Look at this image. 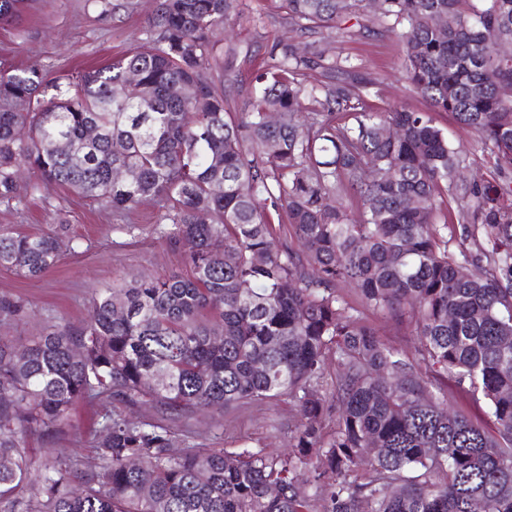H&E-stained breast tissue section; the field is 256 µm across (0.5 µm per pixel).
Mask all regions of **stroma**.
Listing matches in <instances>:
<instances>
[{
	"mask_svg": "<svg viewBox=\"0 0 512 512\" xmlns=\"http://www.w3.org/2000/svg\"><path fill=\"white\" fill-rule=\"evenodd\" d=\"M155 8L156 0H25L15 16L0 19V66L36 64L52 78L77 68L103 66L146 41L148 19ZM293 36L288 18L275 0H238L225 31L216 37L213 62L214 78L230 93L233 111L249 110L256 79L271 61L272 46ZM300 37L326 53L348 54L362 75L376 79V93L370 99L375 110L401 106L430 112L452 146L469 150L468 180L497 179L492 160L476 145L474 132L451 114L431 111L429 104L411 91L402 77L403 51L396 38L370 35L348 39L325 29ZM21 183L20 200L0 201V228L37 234L62 222L68 226L73 248L55 268L36 279L0 267V296L27 306L26 316L19 320L0 312V336L21 345L51 326L88 321L94 298L106 290L144 276L188 274L183 252L154 231L159 210L156 202L148 200L119 214L66 188L45 184L34 169L24 170ZM338 292L358 308L386 346L408 363L418 364L412 323L399 324L364 307L349 284H340ZM428 378L449 409L488 423L483 401L474 399L454 380L433 372ZM102 410L97 401L77 403L59 437L47 441L37 434L30 436L31 454L40 461L92 462L94 428ZM295 417L293 404L281 400L254 404L228 415L201 410L189 425L214 448L249 445L283 451L292 444L290 430Z\"/></svg>",
	"mask_w": 512,
	"mask_h": 512,
	"instance_id": "1",
	"label": "stroma"
}]
</instances>
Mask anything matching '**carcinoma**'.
I'll use <instances>...</instances> for the list:
<instances>
[{"instance_id": "obj_1", "label": "carcinoma", "mask_w": 512, "mask_h": 512, "mask_svg": "<svg viewBox=\"0 0 512 512\" xmlns=\"http://www.w3.org/2000/svg\"><path fill=\"white\" fill-rule=\"evenodd\" d=\"M279 2L304 32L384 26L403 43L415 93L512 174V97L499 93L512 86V58L496 50L512 43V0H381L373 14L369 0ZM235 8L158 0L147 42L104 67L55 78L38 65L0 69V200L19 197L23 166L114 212L154 200L155 231L190 268L101 294L88 322L51 328L21 352L0 336V509L512 512V189L465 183L467 154L427 113L372 110L376 81L340 52L276 43L237 116L210 76L212 37ZM174 84L192 95L173 97ZM386 126L399 135L383 136ZM123 167L137 179L113 180ZM449 199L483 239L474 252L454 253L437 222ZM273 212L288 216L299 248L277 238ZM70 243L61 224L1 228L0 266L38 278ZM466 264L479 273H462ZM341 282L366 307L413 321L424 365L467 384L494 432L448 411L353 314ZM330 357L335 415L320 393ZM284 397L298 411L284 453L207 448L191 432L187 451L173 452L197 410ZM85 399L111 405L96 463L33 473L28 436L57 437ZM142 404L157 418L127 415Z\"/></svg>"}]
</instances>
